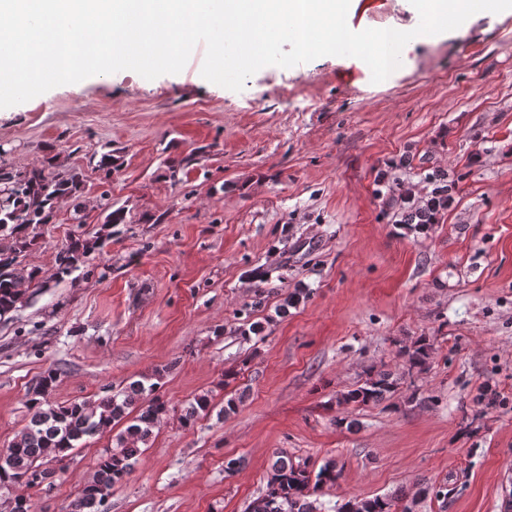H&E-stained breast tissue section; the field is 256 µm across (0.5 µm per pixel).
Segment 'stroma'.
<instances>
[{"label": "stroma", "mask_w": 512, "mask_h": 512, "mask_svg": "<svg viewBox=\"0 0 512 512\" xmlns=\"http://www.w3.org/2000/svg\"><path fill=\"white\" fill-rule=\"evenodd\" d=\"M354 31L413 28L409 0H370ZM184 69L124 70L0 109V162L70 169L79 203H59L26 256L47 288L0 320V450L28 423V393L60 370L48 400L99 399L163 370L169 413L110 512H246L276 451L342 476L317 498L446 487L418 512H505L512 497V14H477L406 45L375 84L355 57L267 66L242 91ZM296 93L283 97L282 86ZM112 153L119 170L97 163ZM179 173H172V165ZM463 178L429 234L401 225L379 172L425 197L422 172ZM111 207H104V198ZM126 221L94 273L54 281L70 237L95 236L109 208ZM307 293L283 317L284 290ZM265 302L241 311L257 290ZM262 340H242L244 321ZM433 341L427 373L396 356ZM393 374L389 404L340 406L367 368ZM233 369L237 377L225 382ZM239 397L235 413L186 428L188 400ZM112 433L88 439L65 471L30 489L34 512H68ZM239 460L228 473V460Z\"/></svg>", "instance_id": "stroma-1"}]
</instances>
